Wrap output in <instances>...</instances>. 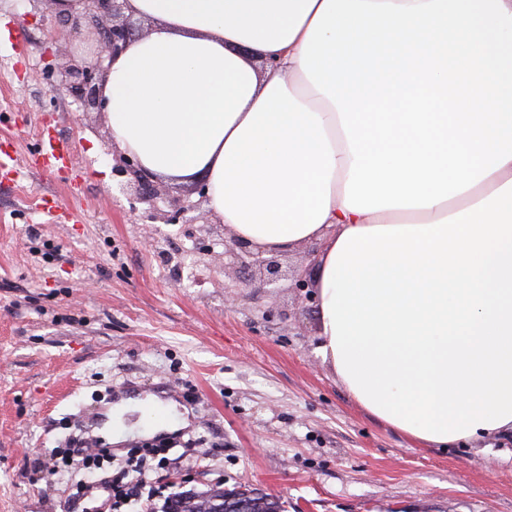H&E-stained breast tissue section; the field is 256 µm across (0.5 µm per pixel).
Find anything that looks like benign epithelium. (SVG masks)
Here are the masks:
<instances>
[{
  "label": "benign epithelium",
  "instance_id": "obj_1",
  "mask_svg": "<svg viewBox=\"0 0 512 512\" xmlns=\"http://www.w3.org/2000/svg\"><path fill=\"white\" fill-rule=\"evenodd\" d=\"M128 0H83V9L75 14H56L58 26L71 38L91 29L97 36L100 49L96 58L87 64H80L71 51L69 42L59 43L50 65L51 89L79 95L81 106L86 112L105 111L102 85L105 79V60L121 53L128 42L142 35L128 14ZM112 172L122 177L116 189L124 193L133 189L135 199L145 205L141 219L145 224H199L205 228L212 223L201 203L191 202L179 196L169 197L168 209L156 207L155 200L169 189L157 183L139 167L137 161L112 147ZM224 256L240 268H259L263 278L260 287L273 293L283 274L279 262L264 257V252L246 242L235 239L232 246L224 250Z\"/></svg>",
  "mask_w": 512,
  "mask_h": 512
}]
</instances>
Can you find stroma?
I'll use <instances>...</instances> for the list:
<instances>
[{
    "label": "stroma",
    "instance_id": "35a3bbf8",
    "mask_svg": "<svg viewBox=\"0 0 512 512\" xmlns=\"http://www.w3.org/2000/svg\"><path fill=\"white\" fill-rule=\"evenodd\" d=\"M47 0H0V133L25 162L41 133L69 144L77 188L46 172L0 182V512H72L79 439L124 460L167 441L161 495L215 484L278 495L287 512H512V432L431 448L375 418L317 347L316 303L292 282L244 288L216 224H144L112 196L106 116L78 120L46 70ZM78 206L52 223L42 199ZM209 248L205 263L182 247ZM238 293L235 305L225 295Z\"/></svg>",
    "mask_w": 512,
    "mask_h": 512
}]
</instances>
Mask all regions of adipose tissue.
Masks as SVG:
<instances>
[{"mask_svg":"<svg viewBox=\"0 0 512 512\" xmlns=\"http://www.w3.org/2000/svg\"><path fill=\"white\" fill-rule=\"evenodd\" d=\"M322 3L128 0L152 28L108 62L112 141L264 252L327 239L320 352L371 415L435 448L512 431V161L429 209L349 211L339 114L300 68Z\"/></svg>","mask_w":512,"mask_h":512,"instance_id":"obj_1","label":"adipose tissue"}]
</instances>
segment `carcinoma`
Returning <instances> with one entry per match:
<instances>
[{"instance_id": "1", "label": "carcinoma", "mask_w": 512, "mask_h": 512, "mask_svg": "<svg viewBox=\"0 0 512 512\" xmlns=\"http://www.w3.org/2000/svg\"><path fill=\"white\" fill-rule=\"evenodd\" d=\"M285 512L280 498L255 489L226 490L220 486L206 491H185L171 499L165 512Z\"/></svg>"}]
</instances>
